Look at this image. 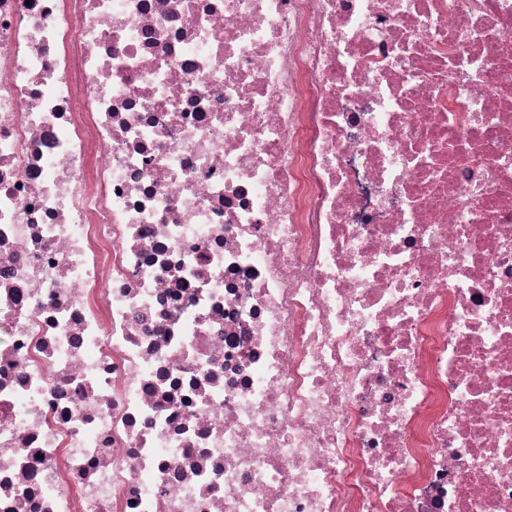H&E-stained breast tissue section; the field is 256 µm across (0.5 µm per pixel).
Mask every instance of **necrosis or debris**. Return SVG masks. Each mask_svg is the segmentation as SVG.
<instances>
[{
    "label": "necrosis or debris",
    "mask_w": 512,
    "mask_h": 512,
    "mask_svg": "<svg viewBox=\"0 0 512 512\" xmlns=\"http://www.w3.org/2000/svg\"><path fill=\"white\" fill-rule=\"evenodd\" d=\"M0 512H512V0H0Z\"/></svg>",
    "instance_id": "obj_1"
}]
</instances>
